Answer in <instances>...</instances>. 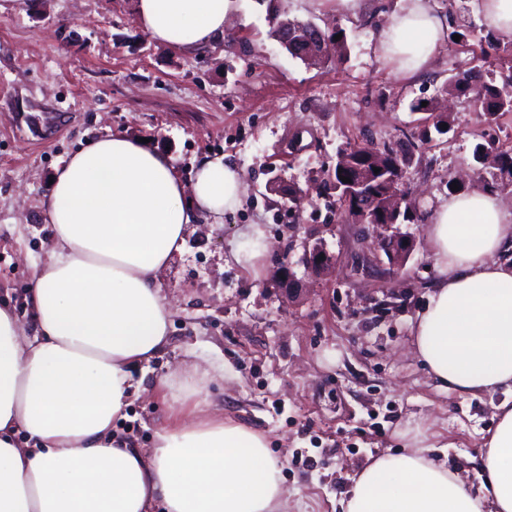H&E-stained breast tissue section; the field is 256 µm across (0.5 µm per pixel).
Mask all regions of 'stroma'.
Here are the masks:
<instances>
[{
  "label": "stroma",
  "mask_w": 512,
  "mask_h": 512,
  "mask_svg": "<svg viewBox=\"0 0 512 512\" xmlns=\"http://www.w3.org/2000/svg\"><path fill=\"white\" fill-rule=\"evenodd\" d=\"M401 4L367 0L353 15L238 0L232 39L186 55L137 27L134 0H0V301L31 330L28 290L54 245L42 203L81 143L150 139L186 181L199 159L225 155L244 174L243 204L223 223L190 225L183 252L158 272L171 344L136 373L140 395L113 429L152 447L169 414L160 382L213 369L215 412L267 438L288 512H338L355 473L412 446H447L449 466L475 483L474 458L495 425L489 398L436 388L413 355L411 321L437 275L427 218L452 185L512 206V177L476 153L512 149V112L448 92L467 72L498 86L512 78V43L484 24L480 0H432L447 35L409 75L375 50ZM279 16L342 31L344 53L317 66L291 56L273 32ZM420 99L438 106L447 132L411 111ZM400 140L414 218L399 230L414 248L394 264L372 227L348 219L324 173L342 149ZM247 224L268 243L258 280L231 260ZM316 245L335 260L321 275L305 265ZM284 263L299 282L290 296L277 285Z\"/></svg>",
  "instance_id": "35a3bbf8"
}]
</instances>
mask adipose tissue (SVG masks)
I'll return each instance as SVG.
<instances>
[{
	"mask_svg": "<svg viewBox=\"0 0 512 512\" xmlns=\"http://www.w3.org/2000/svg\"><path fill=\"white\" fill-rule=\"evenodd\" d=\"M236 0H135L137 26L195 54L229 31ZM447 30L427 0L380 27L382 59L421 71ZM44 204L54 247L30 288L34 332L0 304V512H285L288 492L264 435L211 414L209 370L161 386L170 418L144 450L112 433L138 390L133 371L171 343L157 273L188 225L220 224L245 195L223 156L190 183L170 157L109 135L55 171ZM439 278L413 324L418 360L441 389L500 396L479 451L477 485L447 457L385 455L354 480L343 512H512V208L493 194L454 195L429 217Z\"/></svg>",
	"mask_w": 512,
	"mask_h": 512,
	"instance_id": "obj_1",
	"label": "adipose tissue"
}]
</instances>
